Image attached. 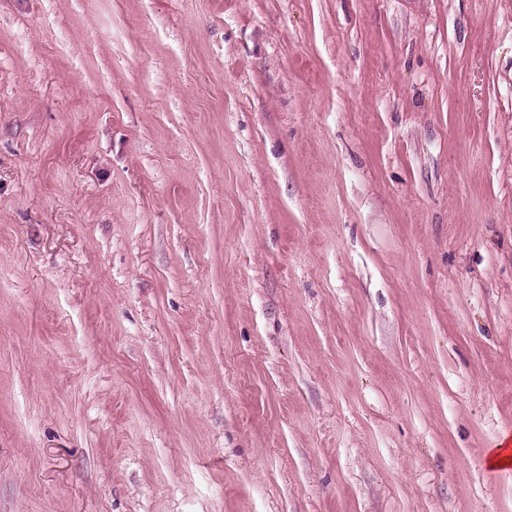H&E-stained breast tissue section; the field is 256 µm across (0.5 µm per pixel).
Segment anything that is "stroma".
<instances>
[{
	"mask_svg": "<svg viewBox=\"0 0 512 512\" xmlns=\"http://www.w3.org/2000/svg\"><path fill=\"white\" fill-rule=\"evenodd\" d=\"M512 0H0V512H512Z\"/></svg>",
	"mask_w": 512,
	"mask_h": 512,
	"instance_id": "35a3bbf8",
	"label": "stroma"
}]
</instances>
